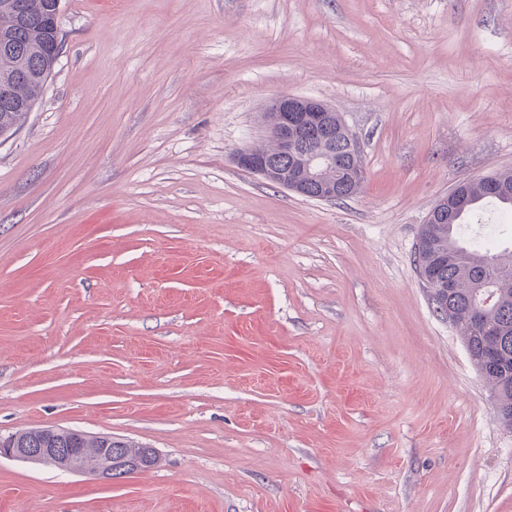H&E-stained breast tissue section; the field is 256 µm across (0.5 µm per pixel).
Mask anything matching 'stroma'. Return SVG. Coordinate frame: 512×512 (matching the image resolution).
Returning a JSON list of instances; mask_svg holds the SVG:
<instances>
[{
  "label": "stroma",
  "mask_w": 512,
  "mask_h": 512,
  "mask_svg": "<svg viewBox=\"0 0 512 512\" xmlns=\"http://www.w3.org/2000/svg\"><path fill=\"white\" fill-rule=\"evenodd\" d=\"M0 141V436L146 444L101 482L0 461V512H512V428L415 250L512 170V0H61ZM281 94L357 135L359 193L234 163Z\"/></svg>",
  "instance_id": "1"
}]
</instances>
